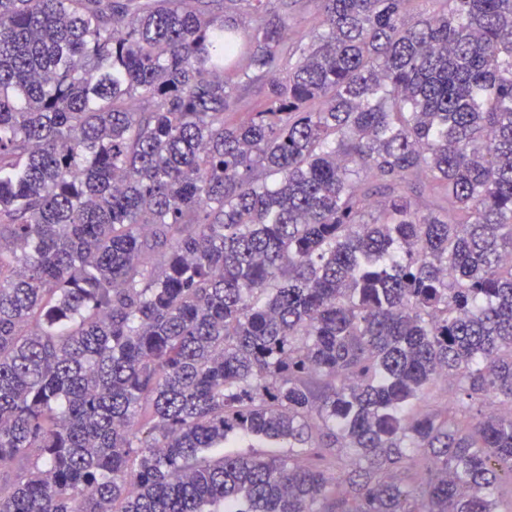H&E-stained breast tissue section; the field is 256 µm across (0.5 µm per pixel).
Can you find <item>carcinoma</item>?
I'll return each instance as SVG.
<instances>
[{"label":"carcinoma","mask_w":512,"mask_h":512,"mask_svg":"<svg viewBox=\"0 0 512 512\" xmlns=\"http://www.w3.org/2000/svg\"><path fill=\"white\" fill-rule=\"evenodd\" d=\"M298 2L0 0V512H501L512 0Z\"/></svg>","instance_id":"cac0c4a2"}]
</instances>
